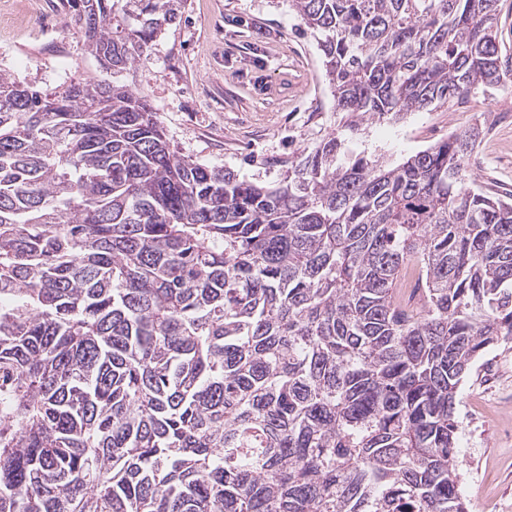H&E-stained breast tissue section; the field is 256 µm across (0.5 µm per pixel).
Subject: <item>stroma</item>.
<instances>
[{"instance_id": "stroma-1", "label": "stroma", "mask_w": 512, "mask_h": 512, "mask_svg": "<svg viewBox=\"0 0 512 512\" xmlns=\"http://www.w3.org/2000/svg\"><path fill=\"white\" fill-rule=\"evenodd\" d=\"M0 71L48 93L112 80L72 26L68 0H0ZM121 80L151 101L176 151L253 182L283 184L289 162L330 132L346 153L395 165L477 123L485 166L473 180L490 192L512 185V89L350 130L317 38L288 0H184L180 22ZM457 420L469 512H512V340L488 347L463 378Z\"/></svg>"}]
</instances>
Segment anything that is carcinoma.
<instances>
[{
	"label": "carcinoma",
	"instance_id": "1",
	"mask_svg": "<svg viewBox=\"0 0 512 512\" xmlns=\"http://www.w3.org/2000/svg\"><path fill=\"white\" fill-rule=\"evenodd\" d=\"M71 2L117 75L183 0ZM499 3L289 0L353 128L512 83ZM24 91L0 99V512H469L458 389L512 338L481 126L395 166L332 132L269 187L176 152L116 79Z\"/></svg>",
	"mask_w": 512,
	"mask_h": 512
}]
</instances>
